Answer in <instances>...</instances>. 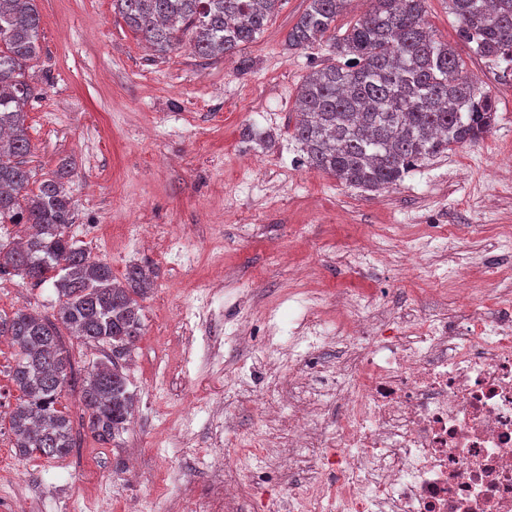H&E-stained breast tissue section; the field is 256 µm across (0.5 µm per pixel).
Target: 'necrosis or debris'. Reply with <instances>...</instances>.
Instances as JSON below:
<instances>
[{"mask_svg":"<svg viewBox=\"0 0 512 512\" xmlns=\"http://www.w3.org/2000/svg\"><path fill=\"white\" fill-rule=\"evenodd\" d=\"M467 279L449 269L447 286L389 322L370 293L340 289L321 298L336 325L308 309L269 337L290 385H327L302 400L251 396L263 426L250 447L269 456L282 422L279 465H308L288 512H512V292ZM331 347L336 363L309 373L308 355Z\"/></svg>","mask_w":512,"mask_h":512,"instance_id":"4bbe7bcc","label":"necrosis or debris"}]
</instances>
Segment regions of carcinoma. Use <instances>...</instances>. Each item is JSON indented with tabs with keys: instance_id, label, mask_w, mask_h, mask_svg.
<instances>
[{
	"instance_id": "carcinoma-1",
	"label": "carcinoma",
	"mask_w": 512,
	"mask_h": 512,
	"mask_svg": "<svg viewBox=\"0 0 512 512\" xmlns=\"http://www.w3.org/2000/svg\"><path fill=\"white\" fill-rule=\"evenodd\" d=\"M285 0H112L125 24L160 55L189 45L201 58L232 55L252 42ZM348 0H308L288 31V46L323 40L344 62L307 75L295 100L292 137L309 166L365 190L391 187L451 147L490 132L491 96L461 76L455 49L424 27L426 0H371L373 8L340 37L336 17ZM459 35L479 55L512 63V0H448ZM36 0H0V224H23L17 242L0 239V276L38 287L51 283L58 309L49 318L26 308L0 316V336L16 349L11 380L22 393L10 415L19 455L47 459L74 448L70 421L58 408L73 375L60 347V328L106 345L111 356L93 366L83 387L91 432L113 443L132 411L119 361L142 331V301L153 285L143 267L114 281L111 266L89 258L68 235L73 223L63 162L30 188L26 157L28 103L38 96L28 75L41 51Z\"/></svg>"
}]
</instances>
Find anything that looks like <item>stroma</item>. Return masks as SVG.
<instances>
[{
	"instance_id": "1",
	"label": "stroma",
	"mask_w": 512,
	"mask_h": 512,
	"mask_svg": "<svg viewBox=\"0 0 512 512\" xmlns=\"http://www.w3.org/2000/svg\"><path fill=\"white\" fill-rule=\"evenodd\" d=\"M307 5L286 0L242 51L204 60L186 48L155 54L112 0H37L42 52L31 73L44 94L27 106L30 184L70 160V236L115 279L133 264L155 278L127 370L139 426L117 444L93 437L81 401L86 371L107 349L65 333L75 376L60 404L76 446L63 459L20 456L10 428L20 397L11 381L15 349L0 342V506L21 497L32 512H97L101 499L116 512H167L161 486L208 505L220 456L248 493L242 512H266L287 491L288 473L237 447V436L258 428L260 412L234 375L246 368L259 390L270 382L265 342L287 335L297 315L296 268H309L313 290L367 288L396 309L439 287L449 252L464 260L482 248L512 266L499 238L501 226L512 225V175L501 173L512 164V89L486 79V62L459 39L448 0H427L426 25L495 98V125L374 192L309 167L292 137L299 85L332 60L326 46L285 43ZM159 227H183L191 237L171 245L154 236ZM370 234L388 264L358 258L357 244ZM56 301L51 285L0 276L1 315L25 306L50 315ZM177 309L189 313L193 336L190 356L179 360ZM241 325L251 338L244 349L226 340ZM192 393L208 403L187 422L179 402ZM214 406L227 409L234 431L213 421ZM183 424L189 441L155 447L156 434Z\"/></svg>"
}]
</instances>
